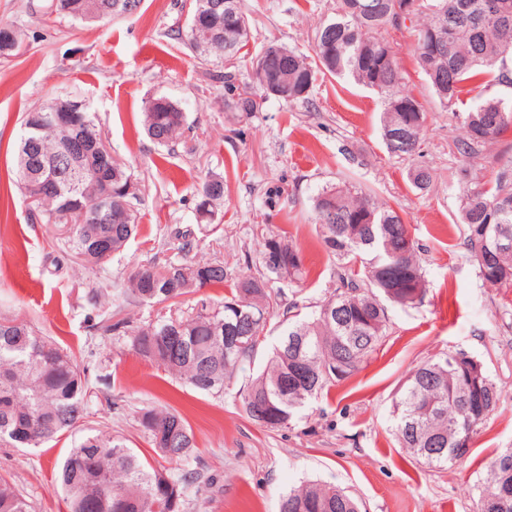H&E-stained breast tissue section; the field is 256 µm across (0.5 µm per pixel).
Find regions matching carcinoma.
I'll use <instances>...</instances> for the list:
<instances>
[{
	"label": "carcinoma",
	"mask_w": 512,
	"mask_h": 512,
	"mask_svg": "<svg viewBox=\"0 0 512 512\" xmlns=\"http://www.w3.org/2000/svg\"><path fill=\"white\" fill-rule=\"evenodd\" d=\"M211 0H195L187 41L200 65L224 64L233 76L239 51L251 34L245 0H222L213 14ZM97 0H49L46 13L58 18L95 19ZM416 23L414 52L440 105L449 109L465 88L480 87L490 77L512 85V0H336L335 16L315 31L313 60L275 41L263 46L253 64V82L288 103L306 99L317 77L350 80L374 91L384 101L380 117L387 151L400 159L419 154L427 123L424 106L404 89L397 51L384 36L390 28ZM22 32L0 27V56L18 51ZM56 99L23 118L14 158L13 182L29 170L52 175L55 191L29 195L38 209L49 207L56 224L71 226L68 245L82 260L99 265L106 258L97 243L112 241L121 251L137 228L132 200L137 185L125 164L114 159L112 191L123 200L121 218L91 224L83 209L106 190L97 178L103 167L95 143L102 132L87 108L70 124L56 122ZM466 139L458 152L471 158L512 127V107L496 97L480 99L462 115ZM186 113L165 97L145 102L143 126L156 144L167 146L183 135ZM85 135V154L68 157L64 149L75 133ZM409 179L418 190L430 185V169L416 165ZM196 207L199 222L211 224L224 199V178L202 182ZM316 231L336 259V288L302 313L283 289L305 273L300 250L281 235L264 239L256 259L246 263L256 275H241L221 261L200 263L168 259L140 264L112 296L121 303L163 305L168 315L131 329L130 347L164 367L194 390L224 394L236 372L254 363L266 343L268 320L282 311L281 331L264 366L243 388L246 414L270 429L284 427L336 382L358 372L389 335L388 307L415 308L426 293L419 244L391 206L353 186H324L313 199ZM460 222L470 258L483 284L512 287V157L498 163L490 176L463 187ZM231 287L221 302L201 298L189 309L183 296L202 288ZM102 313L92 329L102 335L118 330ZM228 336H247L246 346L228 345ZM87 378L72 357L28 322L0 318V445L38 448L55 435L80 430L86 416ZM500 389L483 363L461 353L428 360L408 376L393 404L395 434L417 461L443 466L463 459L473 437L490 418ZM141 426L153 448L172 460H186L195 448L194 435L177 411H145ZM466 442L459 443L460 436ZM59 479L69 512H182L191 476L155 470L126 440L107 431L89 433L70 448ZM512 485V448L490 465V478L479 493V512H495L489 504L504 485ZM0 512H32L27 498L0 478ZM279 512H362L349 492L308 481L284 496Z\"/></svg>",
	"instance_id": "1"
}]
</instances>
